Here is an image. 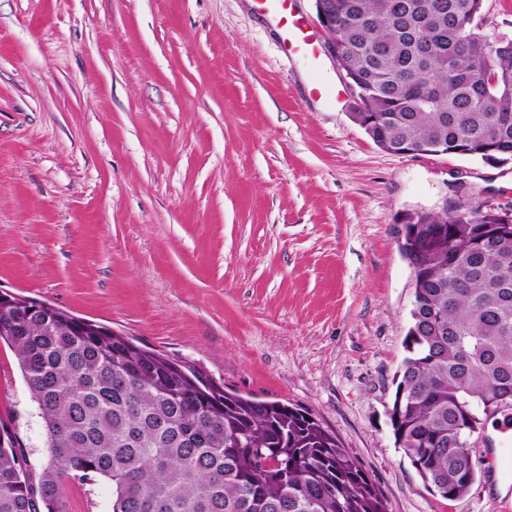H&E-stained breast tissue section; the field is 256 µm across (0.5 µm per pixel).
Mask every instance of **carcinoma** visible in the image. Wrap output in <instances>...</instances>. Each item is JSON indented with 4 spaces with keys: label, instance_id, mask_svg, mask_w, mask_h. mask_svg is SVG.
I'll list each match as a JSON object with an SVG mask.
<instances>
[{
    "label": "carcinoma",
    "instance_id": "carcinoma-1",
    "mask_svg": "<svg viewBox=\"0 0 512 512\" xmlns=\"http://www.w3.org/2000/svg\"><path fill=\"white\" fill-rule=\"evenodd\" d=\"M479 0H324L364 79L352 121L381 149L466 140L512 162V38L474 31ZM403 257L414 302L386 413L440 497L477 471L464 435L512 407V224L482 204L418 211ZM21 307L36 309L19 322ZM48 448L30 468L0 419V512H71L67 486L112 482L111 512H386L365 472L309 414L232 394L195 367L24 296L0 298Z\"/></svg>",
    "mask_w": 512,
    "mask_h": 512
}]
</instances>
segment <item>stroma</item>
<instances>
[{"label": "stroma", "mask_w": 512, "mask_h": 512, "mask_svg": "<svg viewBox=\"0 0 512 512\" xmlns=\"http://www.w3.org/2000/svg\"><path fill=\"white\" fill-rule=\"evenodd\" d=\"M284 53L256 0H0V291L50 303L311 415L388 512H504L471 439L435 495L386 417L414 301L409 215L512 211V162L381 150ZM31 467L42 422L0 343V418Z\"/></svg>", "instance_id": "35a3bbf8"}]
</instances>
